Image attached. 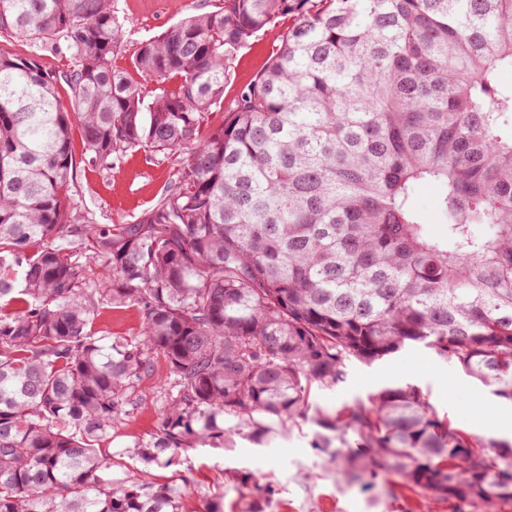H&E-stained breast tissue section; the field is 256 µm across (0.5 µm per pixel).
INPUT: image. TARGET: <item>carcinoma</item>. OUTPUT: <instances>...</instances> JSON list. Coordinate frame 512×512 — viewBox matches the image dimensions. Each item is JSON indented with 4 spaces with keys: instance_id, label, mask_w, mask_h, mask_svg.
I'll return each mask as SVG.
<instances>
[{
    "instance_id": "carcinoma-1",
    "label": "carcinoma",
    "mask_w": 512,
    "mask_h": 512,
    "mask_svg": "<svg viewBox=\"0 0 512 512\" xmlns=\"http://www.w3.org/2000/svg\"><path fill=\"white\" fill-rule=\"evenodd\" d=\"M282 17L209 124L236 54ZM121 31L112 0H0V35L71 63L68 111L35 56L0 48V512H182L176 481L114 480L100 452L159 354L148 466L224 441L225 420L262 438L301 418L347 480L512 501L508 444L419 386L313 399L421 345L512 402V0H218L127 67ZM75 125L95 166L136 148L186 165L134 222L73 224ZM105 303L138 306L141 338L98 334ZM290 23L288 18H281L280 23L273 30L259 35L242 48L229 71L228 80L224 86V103L221 108H214L209 123L218 125L224 118V112L233 106L240 92L254 79L256 74L266 65L272 53L279 44V32Z\"/></svg>"
}]
</instances>
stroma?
<instances>
[{
	"instance_id": "1",
	"label": "stroma",
	"mask_w": 512,
	"mask_h": 512,
	"mask_svg": "<svg viewBox=\"0 0 512 512\" xmlns=\"http://www.w3.org/2000/svg\"><path fill=\"white\" fill-rule=\"evenodd\" d=\"M204 5L205 0H112L122 23L119 64H128L142 41ZM277 36L274 29L259 33L238 52L224 86V105L214 109L211 124L222 122L225 109L233 106L266 65L278 44ZM74 160L76 177L68 195L78 224L132 222L155 203L185 165L181 155L167 157L133 149L103 169L88 164L79 144L74 147ZM95 327L108 335L135 339L142 329L140 313L131 305L105 304L99 309ZM167 375L164 359L156 358L152 376L140 384L139 407L118 422L111 440L103 442L100 451L111 456L112 475L118 479L137 477L164 483L176 474L185 477L183 512H203L213 504L221 506L222 512H473L471 506L403 488L390 477L369 484L343 480L335 463L312 449L316 427L308 420L277 429L264 445L235 435L223 448L187 449L176 468L145 465L132 458L129 448L156 432L159 388ZM404 383L420 386L439 415L448 416L470 433L503 441L506 428H512V403L492 396L460 368L439 361L421 346L370 364L350 363L346 381L317 391L315 401L333 410L368 400L381 387Z\"/></svg>"
}]
</instances>
